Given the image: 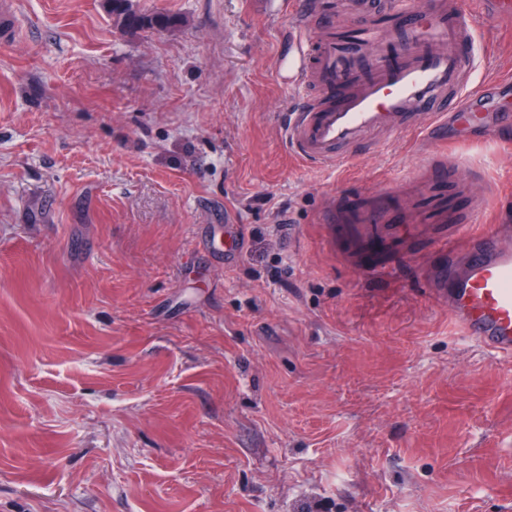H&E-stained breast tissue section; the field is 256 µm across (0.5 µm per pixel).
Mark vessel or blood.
<instances>
[{
    "instance_id": "1",
    "label": "vessel or blood",
    "mask_w": 512,
    "mask_h": 512,
    "mask_svg": "<svg viewBox=\"0 0 512 512\" xmlns=\"http://www.w3.org/2000/svg\"><path fill=\"white\" fill-rule=\"evenodd\" d=\"M329 0H305L293 20L295 64L285 82L299 97L286 128L294 157L340 165L367 134L439 135L447 123L475 127L489 115L496 82L461 99L475 61L476 15L512 26V0H364L345 25ZM321 23L320 36L310 33ZM23 35L14 0H0V41ZM434 290L461 333L512 357V237L499 224L471 232L461 267L440 271Z\"/></svg>"
}]
</instances>
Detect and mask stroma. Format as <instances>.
I'll use <instances>...</instances> for the list:
<instances>
[{
    "label": "stroma",
    "instance_id": "stroma-1",
    "mask_svg": "<svg viewBox=\"0 0 512 512\" xmlns=\"http://www.w3.org/2000/svg\"><path fill=\"white\" fill-rule=\"evenodd\" d=\"M138 4L183 22L0 45V512H512V358L430 277L512 215V122L297 162L289 0Z\"/></svg>",
    "mask_w": 512,
    "mask_h": 512
}]
</instances>
